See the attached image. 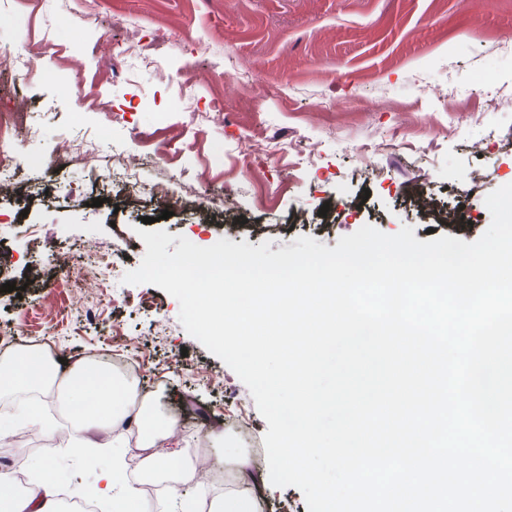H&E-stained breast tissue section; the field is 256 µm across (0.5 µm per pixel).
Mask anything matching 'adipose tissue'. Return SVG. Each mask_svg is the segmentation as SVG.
Wrapping results in <instances>:
<instances>
[{"instance_id":"ef3b65f1","label":"adipose tissue","mask_w":512,"mask_h":512,"mask_svg":"<svg viewBox=\"0 0 512 512\" xmlns=\"http://www.w3.org/2000/svg\"><path fill=\"white\" fill-rule=\"evenodd\" d=\"M56 376L53 365L37 349L23 348L0 359V389L25 392ZM68 403L79 405L72 417L71 436L83 442L89 430L109 437L124 435L128 424L139 430L134 452L146 476L169 480L167 493L179 501L180 485L195 469L186 449L177 445L179 428L175 420L163 416L155 401L140 394L135 385L97 363H80L70 368L63 385ZM239 489L225 491L213 500L209 512H252L245 486L258 484L245 455L236 459ZM0 512H59L57 484L44 473L22 493L0 501Z\"/></svg>"}]
</instances>
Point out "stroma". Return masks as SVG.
I'll return each mask as SVG.
<instances>
[{
    "instance_id": "stroma-1",
    "label": "stroma",
    "mask_w": 512,
    "mask_h": 512,
    "mask_svg": "<svg viewBox=\"0 0 512 512\" xmlns=\"http://www.w3.org/2000/svg\"><path fill=\"white\" fill-rule=\"evenodd\" d=\"M133 37L145 52L114 56ZM29 40L59 53L31 73L0 72V112H29L16 140L30 160L16 193L0 198V337H50L60 372L87 358L137 366L142 392L177 420L201 469L232 471L268 424L234 371L183 328L174 297L123 283L146 251L135 232L142 218L202 247L225 238L276 252L309 236L333 248L367 224L470 243L491 224L486 196L512 183V0H0V52ZM185 66L195 87L176 79ZM91 84L111 115L78 103L77 86ZM216 100L224 112L213 116ZM189 108L207 120L185 124ZM143 131L166 144L168 161L146 158L132 207L116 184ZM73 134L102 148L59 165L56 147ZM475 141L492 163L469 197ZM205 183L211 196L200 193ZM156 185L179 191L165 220L149 197ZM228 186L234 212L215 202ZM418 194L433 210L416 206ZM89 244L111 262L109 299L99 297ZM63 249L66 271L55 260ZM9 282L23 293L3 291ZM67 408L56 389L47 406L35 392L0 391L9 429L0 472L19 465L30 482L51 470L62 512L89 499L122 512L107 479L136 468L132 436L84 455L68 437ZM32 410L39 422L20 425Z\"/></svg>"
}]
</instances>
